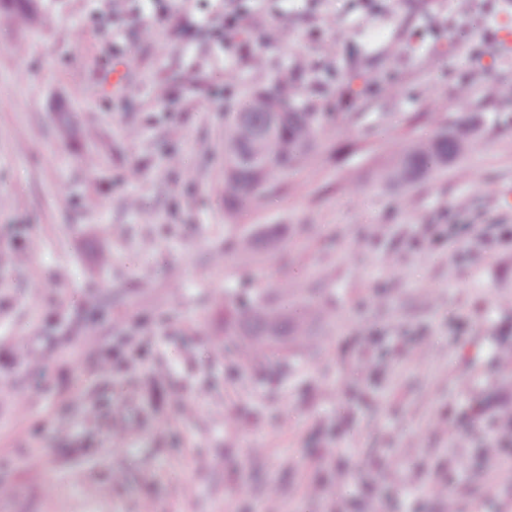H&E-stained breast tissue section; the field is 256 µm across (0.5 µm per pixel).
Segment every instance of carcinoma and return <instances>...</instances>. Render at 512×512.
I'll return each mask as SVG.
<instances>
[{
  "mask_svg": "<svg viewBox=\"0 0 512 512\" xmlns=\"http://www.w3.org/2000/svg\"><path fill=\"white\" fill-rule=\"evenodd\" d=\"M330 123L322 113L309 111L302 91L282 88L274 80L259 87L253 98L233 113L224 126V205L231 216L252 213L260 200L280 185V179L298 171L325 135ZM476 141V126L457 119L433 138L404 146L378 173V181L407 192L433 172L461 162ZM233 251L246 264L255 253L252 238L235 241ZM238 317L224 319V335L248 336L262 347L285 339L288 318L267 299L246 295L236 304Z\"/></svg>",
  "mask_w": 512,
  "mask_h": 512,
  "instance_id": "obj_1",
  "label": "carcinoma"
}]
</instances>
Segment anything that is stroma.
Masks as SVG:
<instances>
[{
	"mask_svg": "<svg viewBox=\"0 0 512 512\" xmlns=\"http://www.w3.org/2000/svg\"><path fill=\"white\" fill-rule=\"evenodd\" d=\"M35 6L0 26V512H512V454L490 452L512 412V102L473 100L476 150L409 207L373 181L390 141L455 118L461 82H512L492 40L512 7ZM253 10L283 39L225 35V14ZM333 25L347 37L326 55ZM307 56L318 70H296ZM119 59L130 89L104 98ZM285 69L337 118L281 192L229 219L225 115ZM245 290L314 345L241 361L224 312ZM438 481L449 499L424 495Z\"/></svg>",
	"mask_w": 512,
	"mask_h": 512,
	"instance_id": "stroma-1",
	"label": "stroma"
}]
</instances>
